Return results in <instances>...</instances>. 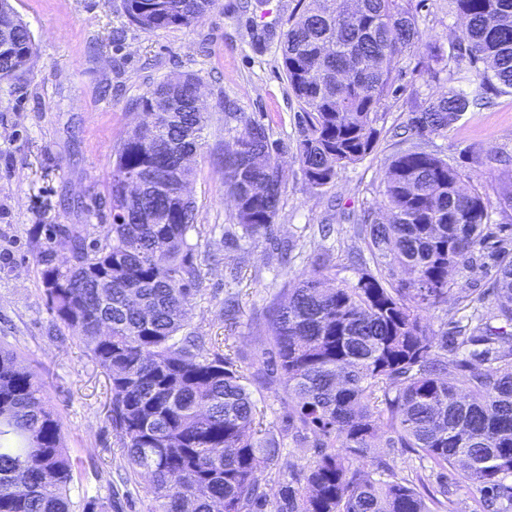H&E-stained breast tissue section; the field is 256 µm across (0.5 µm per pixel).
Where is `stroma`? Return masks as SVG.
<instances>
[{
    "label": "stroma",
    "mask_w": 512,
    "mask_h": 512,
    "mask_svg": "<svg viewBox=\"0 0 512 512\" xmlns=\"http://www.w3.org/2000/svg\"><path fill=\"white\" fill-rule=\"evenodd\" d=\"M30 28L37 53L25 79L0 85V348L16 352L45 387L59 414L65 444L84 462L71 497L74 503L117 495L131 500L128 512H149L147 477L125 482L121 441L109 418V380L82 341L50 310L41 280L39 252L49 248L65 265L70 245L49 238L52 224H67L94 239L109 223L107 184L115 151L141 119L137 99L166 77L199 78L208 115L205 146L195 159L190 196L196 227L187 240L201 271L203 294L194 303L189 330L225 338L239 369L263 367L269 355L261 333L267 309L287 278L315 275L314 258L327 250L335 283H356L374 271L358 233L367 213L378 210L389 162L401 147L398 132L410 113L447 92L448 64L430 58V47L460 40L463 25L448 0H411L425 48L406 54L378 111L380 135L364 159L342 167L333 185L315 191L295 158L300 105L282 66V34L297 0H217L194 27L145 32L129 24L123 0H11ZM269 126L284 146V192L270 235L248 236L224 194V140L237 117ZM464 183L483 194L495 237L512 250V209L500 199L512 191V93L464 113L433 137ZM331 225L329 237L318 227ZM276 241L296 245L288 265L272 255ZM488 251L474 254L452 275L455 288L477 299L485 317L497 306ZM235 299L234 317L224 315ZM265 423L282 442L284 455L306 462L286 427L284 394L278 386L251 385ZM384 460L386 469L376 467ZM371 479L438 487V470L427 458L391 447L378 435L362 460Z\"/></svg>",
    "instance_id": "stroma-1"
}]
</instances>
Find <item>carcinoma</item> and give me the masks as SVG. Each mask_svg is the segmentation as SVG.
Wrapping results in <instances>:
<instances>
[{"mask_svg": "<svg viewBox=\"0 0 512 512\" xmlns=\"http://www.w3.org/2000/svg\"><path fill=\"white\" fill-rule=\"evenodd\" d=\"M466 21L465 38L434 61L467 60L477 81L411 113V138L392 158L381 190L383 221L362 225L377 274L327 285L331 258L319 271L285 282L287 302L269 309L268 371L247 375L217 336L188 326L201 292L188 232L195 207L183 187L195 177L205 145V110L189 73L167 78L142 97L152 121L131 129L115 153L108 183L112 224L86 242L71 240L66 266L40 252L50 309L81 339L110 380L112 428L130 473L150 475L151 512H433L447 509L429 489L374 482L357 459L379 432L431 459L456 482L480 487L483 512L512 502V252L492 265L500 326L477 325L457 347L483 342L469 368L435 342L421 311L451 290V275L493 237L478 189L429 149L430 137L471 108L512 89V0H448ZM216 0H123L131 24L145 32L200 23ZM421 40L415 15L400 0H299L284 34L282 64L301 106L296 158L306 182L320 190L338 171L370 154L380 131L378 108L404 54ZM32 35L10 0H0V84L27 73ZM224 142V192L249 235L267 231L282 196L280 148L260 120L240 118ZM129 176L171 181L165 195H134ZM278 380L288 429L303 444L316 436L305 465L282 461L264 413L246 382ZM284 470L273 509L258 455ZM81 459L64 444L61 420L44 386L17 354L0 349V512H75L70 486ZM117 502L83 504L82 512H120Z\"/></svg>", "mask_w": 512, "mask_h": 512, "instance_id": "obj_1", "label": "carcinoma"}]
</instances>
